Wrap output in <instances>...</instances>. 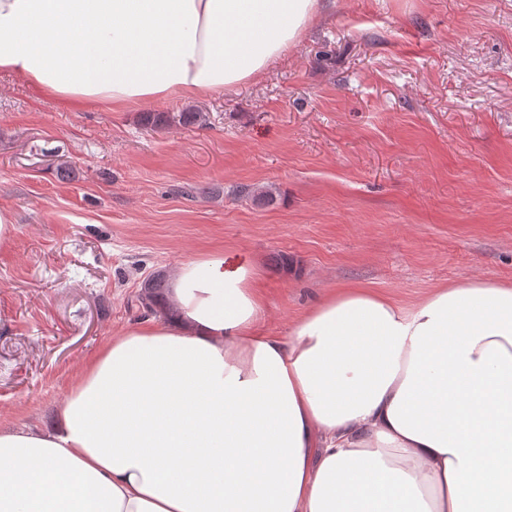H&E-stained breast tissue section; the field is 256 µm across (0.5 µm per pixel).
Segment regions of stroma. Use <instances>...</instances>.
I'll return each instance as SVG.
<instances>
[{
  "mask_svg": "<svg viewBox=\"0 0 512 512\" xmlns=\"http://www.w3.org/2000/svg\"><path fill=\"white\" fill-rule=\"evenodd\" d=\"M0 207L1 428L46 425L145 320L143 280L217 246L259 267L281 337L347 283L407 308L512 284V0H326L250 82L122 112L0 74ZM145 125L154 128H164L177 123L178 125H205L206 116L203 112H179L178 115H170L165 112L150 114L144 119Z\"/></svg>",
  "mask_w": 512,
  "mask_h": 512,
  "instance_id": "stroma-1",
  "label": "stroma"
}]
</instances>
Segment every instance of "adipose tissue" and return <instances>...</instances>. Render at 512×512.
I'll return each instance as SVG.
<instances>
[{
    "label": "adipose tissue",
    "instance_id": "ef3b65f1",
    "mask_svg": "<svg viewBox=\"0 0 512 512\" xmlns=\"http://www.w3.org/2000/svg\"><path fill=\"white\" fill-rule=\"evenodd\" d=\"M320 0H0V73L78 112L236 88ZM213 252L91 358L45 432L0 429V512H512V285L362 286L260 333Z\"/></svg>",
    "mask_w": 512,
    "mask_h": 512
}]
</instances>
